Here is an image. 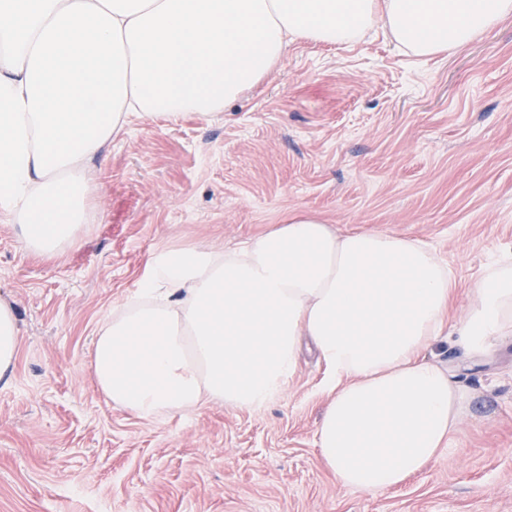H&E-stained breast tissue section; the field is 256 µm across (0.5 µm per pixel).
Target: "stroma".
<instances>
[{"mask_svg":"<svg viewBox=\"0 0 512 512\" xmlns=\"http://www.w3.org/2000/svg\"><path fill=\"white\" fill-rule=\"evenodd\" d=\"M92 175L94 217L59 257L0 224V300L21 329L0 385V512H512V335L481 359L429 350L472 400L447 452L381 493L340 484L315 446L331 395L313 351L258 410L144 419L89 371L154 249H229L294 211L428 243L457 273L460 316L487 264L512 253V19L423 64L380 33L292 43L213 116L133 122Z\"/></svg>","mask_w":512,"mask_h":512,"instance_id":"1","label":"stroma"}]
</instances>
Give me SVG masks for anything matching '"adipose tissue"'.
Instances as JSON below:
<instances>
[{"instance_id": "adipose-tissue-1", "label": "adipose tissue", "mask_w": 512, "mask_h": 512, "mask_svg": "<svg viewBox=\"0 0 512 512\" xmlns=\"http://www.w3.org/2000/svg\"><path fill=\"white\" fill-rule=\"evenodd\" d=\"M511 17L512 0H0V222L32 254L77 245L98 194L89 161L132 120L222 110L289 41L349 45L378 27L424 61ZM455 286L426 243L340 234L294 212L224 254L153 251L90 370L146 419L209 400L259 408L286 389L309 337L332 394L320 453L345 486L384 491L446 451L469 402L422 351L445 340L480 358L512 334L511 256L486 267L451 320ZM19 336L0 302V382Z\"/></svg>"}]
</instances>
